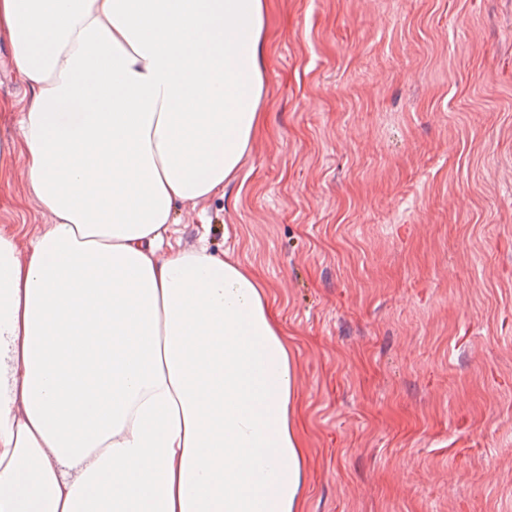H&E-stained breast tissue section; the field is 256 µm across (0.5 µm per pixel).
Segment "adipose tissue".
<instances>
[{"label": "adipose tissue", "mask_w": 512, "mask_h": 512, "mask_svg": "<svg viewBox=\"0 0 512 512\" xmlns=\"http://www.w3.org/2000/svg\"><path fill=\"white\" fill-rule=\"evenodd\" d=\"M268 0H0L28 96L0 230V512H301L298 377L261 277L176 238L261 122ZM21 197H24L22 184L16 176L9 185L5 181L1 182L0 228L20 231V240L24 245L31 236L43 230L49 219L42 215L34 202H28L20 207L17 202Z\"/></svg>", "instance_id": "obj_1"}]
</instances>
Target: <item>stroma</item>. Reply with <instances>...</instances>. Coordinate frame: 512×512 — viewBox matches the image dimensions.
Instances as JSON below:
<instances>
[{
    "label": "stroma",
    "mask_w": 512,
    "mask_h": 512,
    "mask_svg": "<svg viewBox=\"0 0 512 512\" xmlns=\"http://www.w3.org/2000/svg\"><path fill=\"white\" fill-rule=\"evenodd\" d=\"M264 38L263 132L178 217L266 285L304 512H512V0H271Z\"/></svg>",
    "instance_id": "obj_1"
}]
</instances>
